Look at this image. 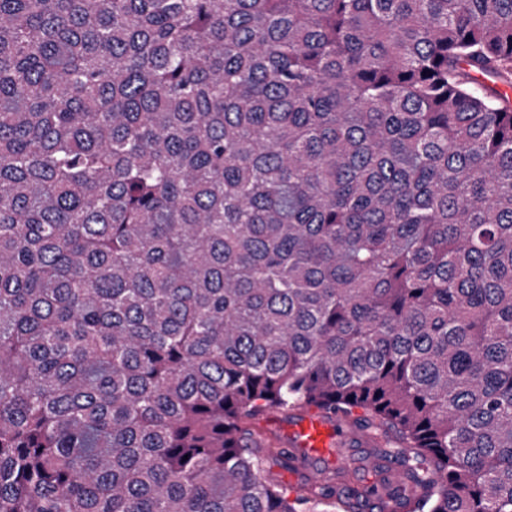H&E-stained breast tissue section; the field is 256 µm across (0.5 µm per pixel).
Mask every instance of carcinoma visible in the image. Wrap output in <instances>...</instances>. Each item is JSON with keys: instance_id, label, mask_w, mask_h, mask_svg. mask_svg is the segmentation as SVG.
I'll return each mask as SVG.
<instances>
[{"instance_id": "cac0c4a2", "label": "carcinoma", "mask_w": 512, "mask_h": 512, "mask_svg": "<svg viewBox=\"0 0 512 512\" xmlns=\"http://www.w3.org/2000/svg\"><path fill=\"white\" fill-rule=\"evenodd\" d=\"M512 0H0V512H356L260 416L512 512ZM260 426L272 430L284 438L285 428L288 425V445L295 454L294 468L289 474L288 470L275 468L273 475L285 488L294 491L300 484L303 473L302 466L318 461L324 466L323 474H306V484H316L319 480L344 472L352 467V446L366 443L373 445L378 435L372 430L352 432L344 414L336 410L309 406L285 418L269 413L259 421ZM258 423V424H259ZM305 460V465H303Z\"/></svg>"}]
</instances>
